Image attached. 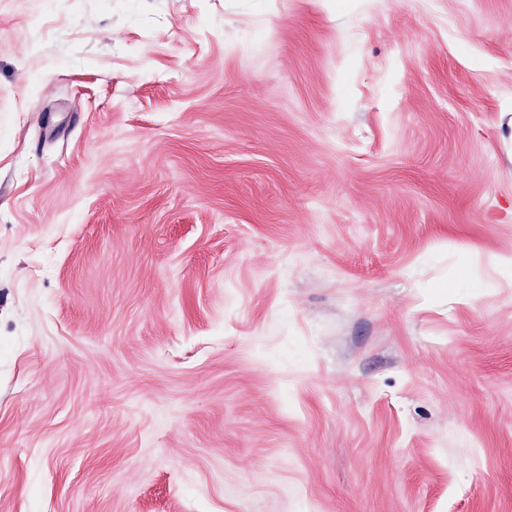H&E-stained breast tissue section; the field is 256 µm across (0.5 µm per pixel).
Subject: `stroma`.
Masks as SVG:
<instances>
[{"instance_id":"1","label":"stroma","mask_w":512,"mask_h":512,"mask_svg":"<svg viewBox=\"0 0 512 512\" xmlns=\"http://www.w3.org/2000/svg\"><path fill=\"white\" fill-rule=\"evenodd\" d=\"M0 512H512V0H0Z\"/></svg>"}]
</instances>
